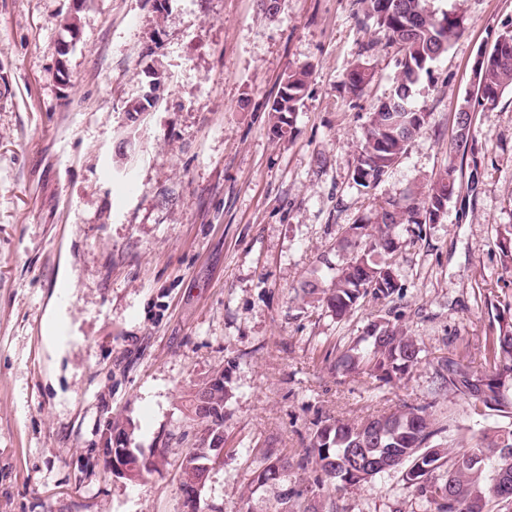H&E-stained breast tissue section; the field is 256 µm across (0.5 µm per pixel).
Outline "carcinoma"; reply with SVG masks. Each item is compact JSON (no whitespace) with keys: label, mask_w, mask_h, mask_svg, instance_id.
I'll return each instance as SVG.
<instances>
[{"label":"carcinoma","mask_w":512,"mask_h":512,"mask_svg":"<svg viewBox=\"0 0 512 512\" xmlns=\"http://www.w3.org/2000/svg\"><path fill=\"white\" fill-rule=\"evenodd\" d=\"M366 16L392 45L400 59V78L394 89L369 113L353 177L356 185L379 183L393 163L405 153L410 141L426 123L427 112L414 98V87L430 75L434 63L464 31V20L456 13L438 15L427 0H363ZM309 69L288 72L274 99L271 112L275 134L283 136L292 128ZM373 73L362 62L354 64L345 82L348 92L358 97L372 82ZM483 94L477 99L479 111L496 109L503 94L512 90V31L499 34L481 71ZM466 112L458 114L457 134L449 143L448 157L454 158L475 139V128ZM454 166H448L412 202H393L381 208L373 222L351 224L346 242L353 245L351 256L334 268L329 284L306 282L304 295L326 308L340 320L351 312L367 291L388 298L401 289L393 267L397 230L403 224H433L434 215L457 189ZM498 247L503 266L512 268V229L500 234ZM498 326L489 339L488 353L481 370L447 358L437 370L442 389L450 388L468 400L472 413L482 416L496 411L509 422L494 427L492 433H472L468 448L451 456L433 443L429 406L409 407L386 413L360 424L341 421L324 423L313 431L307 459L315 470L343 486L354 487L382 473L404 469L408 488L426 501V512H512V304L504 303L497 314ZM418 341L405 335L390 320L372 324L367 335L336 359V370H361L369 377L390 384L401 381L422 361ZM205 396L208 413L200 415L189 404L187 417L197 426L215 434L224 432L231 396L227 385L205 377L191 388ZM267 465L254 478L260 486L288 478V455L274 441L266 442Z\"/></svg>","instance_id":"obj_1"}]
</instances>
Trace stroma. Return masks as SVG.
Here are the masks:
<instances>
[{"instance_id":"obj_1","label":"stroma","mask_w":512,"mask_h":512,"mask_svg":"<svg viewBox=\"0 0 512 512\" xmlns=\"http://www.w3.org/2000/svg\"><path fill=\"white\" fill-rule=\"evenodd\" d=\"M465 29L415 86L428 114L373 188L352 174L367 116L392 91L398 54L360 0H0V512H181L179 465L197 427L193 381L223 370L229 454L202 491L215 512H424L402 470L360 486L298 469L318 422L357 424L430 405L440 438L499 424L437 390L439 363L480 368L512 302L497 247L512 225V93L473 115L471 149L448 157L479 47L512 30V0H428ZM364 62L373 82L344 90ZM310 76L293 127L269 108L289 70ZM160 71L158 103L126 106ZM458 189L440 223L404 225L399 294L344 319L304 298L312 274L350 255L345 229L405 202L448 164ZM387 318L424 350L401 382L335 371ZM165 460L135 481L98 457L108 421ZM286 449V485L256 486L265 440Z\"/></svg>"}]
</instances>
